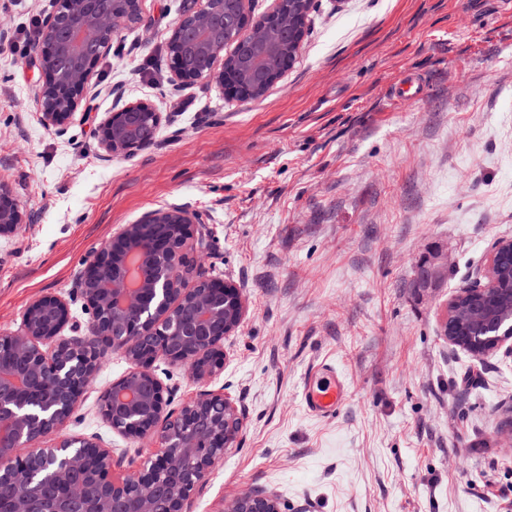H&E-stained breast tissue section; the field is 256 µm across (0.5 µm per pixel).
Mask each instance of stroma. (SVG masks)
<instances>
[{
	"instance_id": "1",
	"label": "stroma",
	"mask_w": 512,
	"mask_h": 512,
	"mask_svg": "<svg viewBox=\"0 0 512 512\" xmlns=\"http://www.w3.org/2000/svg\"><path fill=\"white\" fill-rule=\"evenodd\" d=\"M194 0H142L94 70L65 133L37 104L35 53L10 39L53 0H0V182L26 229L0 238V332L44 295L86 323L79 283L100 246L145 212H196L204 276L240 288L245 313L206 382L157 360L177 411L203 389L235 403L241 431L191 499L226 512L275 492L283 512H502L512 489V357L449 345L448 301L512 239V11L502 0H315L300 56L265 96L173 82L166 42ZM412 73L413 103L391 99ZM152 102L155 142L103 156L117 102ZM448 252V281H411ZM349 382L339 412L302 405L313 365ZM133 365L108 350L68 424L136 464L150 440L115 432L99 397ZM426 92L425 86L411 74L399 78L393 89V96L399 102L420 100Z\"/></svg>"
}]
</instances>
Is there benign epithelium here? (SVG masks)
I'll list each match as a JSON object with an SVG mask.
<instances>
[{
    "mask_svg": "<svg viewBox=\"0 0 512 512\" xmlns=\"http://www.w3.org/2000/svg\"><path fill=\"white\" fill-rule=\"evenodd\" d=\"M314 0H273L265 15H251L249 0H200L171 29V67L181 83L214 81L240 101L264 96L297 61L308 33ZM141 19L140 0H55L42 23L37 45L44 81L40 106L44 123L58 132L84 100L94 67L112 41ZM159 128L162 115L140 100L114 109L101 130L108 155H132L152 144L140 138L146 122ZM196 216L182 208L156 209L128 224L87 260L81 282L89 321L83 333L63 336L69 321L66 301L45 295L24 314L18 331L0 333V357L20 369L0 370V427L14 431L8 444L0 432V481L15 493L0 498V512H188L194 493L214 463L235 442L238 410L224 394L202 390L174 413L152 371L157 359L187 365L204 380L224 368V337L239 326L243 295L233 284L195 278L202 251L194 242ZM27 226L18 200L0 183V237ZM512 240L494 243L478 291L494 299L507 285L499 274ZM166 259L165 280L144 281L137 267L157 256ZM416 288H438L448 278V253L439 250L416 263ZM458 296L448 301V343L482 358L501 349L512 356V323L497 319L484 303L469 306L470 318L494 335L472 343L460 336L455 319ZM121 349L135 368L101 394L100 411L112 429L133 439L148 438L154 451L134 468L112 450L85 437L63 436L108 348ZM43 419L34 449L30 427ZM207 447L199 448L196 439ZM229 512H281L274 492L236 499Z\"/></svg>",
    "mask_w": 512,
    "mask_h": 512,
    "instance_id": "obj_1",
    "label": "benign epithelium"
}]
</instances>
